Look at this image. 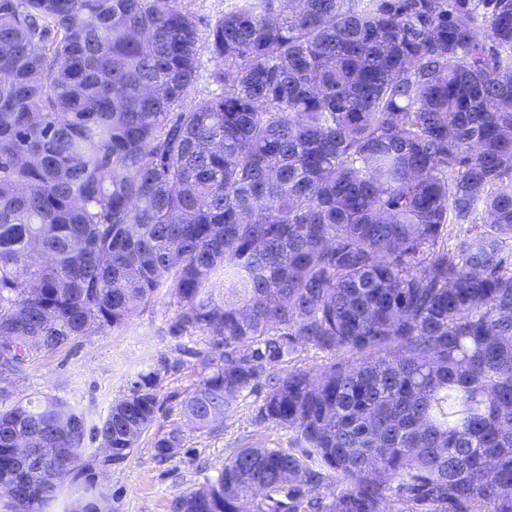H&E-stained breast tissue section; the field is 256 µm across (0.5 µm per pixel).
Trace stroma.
<instances>
[{
    "instance_id": "35a3bbf8",
    "label": "stroma",
    "mask_w": 512,
    "mask_h": 512,
    "mask_svg": "<svg viewBox=\"0 0 512 512\" xmlns=\"http://www.w3.org/2000/svg\"><path fill=\"white\" fill-rule=\"evenodd\" d=\"M179 309L167 289L126 324L70 340L52 352L34 351L15 379L19 398L56 397L100 426L111 406L125 397L138 374L159 370L162 408L138 447L122 462L98 472L96 487L112 512H171L170 505L206 480L216 478L225 459L250 445L285 448L289 433L259 423L261 392L247 394L231 416L199 429L181 403L197 380L200 343L177 328ZM179 428L184 450L163 461L156 455V431Z\"/></svg>"
}]
</instances>
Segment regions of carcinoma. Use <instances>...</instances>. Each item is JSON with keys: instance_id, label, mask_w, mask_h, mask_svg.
<instances>
[{"instance_id": "1", "label": "carcinoma", "mask_w": 512, "mask_h": 512, "mask_svg": "<svg viewBox=\"0 0 512 512\" xmlns=\"http://www.w3.org/2000/svg\"><path fill=\"white\" fill-rule=\"evenodd\" d=\"M180 2L0 0V400L30 352L166 288L203 341L183 413L204 429L262 389L290 433L172 512H512V0H234L208 33L221 92L188 106ZM302 349L330 361L284 368ZM158 384L97 428L112 462ZM18 432L53 478L1 481L10 508L68 482L96 512L84 417L1 409L0 476L36 470ZM153 446L179 456L181 430Z\"/></svg>"}]
</instances>
